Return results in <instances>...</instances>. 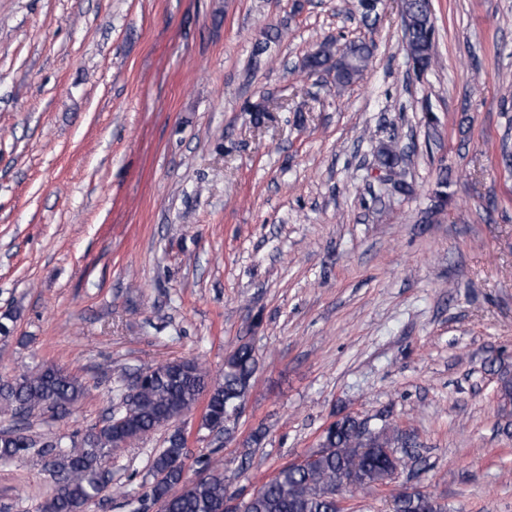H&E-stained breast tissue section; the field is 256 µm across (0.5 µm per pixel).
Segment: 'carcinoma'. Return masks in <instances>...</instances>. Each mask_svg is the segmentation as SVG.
<instances>
[{"mask_svg": "<svg viewBox=\"0 0 512 512\" xmlns=\"http://www.w3.org/2000/svg\"><path fill=\"white\" fill-rule=\"evenodd\" d=\"M408 22L404 23L406 50L414 68L422 73L431 68L434 56V23L428 0H403ZM372 46L352 43L339 55L323 45L306 60L312 73L328 72L338 87L354 82L368 67ZM257 366L255 350L243 344L225 360L218 379L196 360H181L148 368L150 376L132 397L122 398V410L105 423L85 433L63 449L57 444L38 442L29 434L27 421L36 412L63 414L85 393L73 375L45 366L35 372L9 379L0 378V404L12 415L23 417L0 429V463H21L34 453L42 469L54 483V490L38 506V512H89L91 506L107 500L108 483L103 476L112 452L166 427L170 432L166 447L153 458V482L137 499L134 512H146L148 504L159 512H224L229 490L224 468L207 461L195 478L186 477L187 447L179 422L206 404L202 427L224 409L243 404ZM350 416L338 419L322 435L321 447L305 468L290 469L280 478L265 482L258 495L241 503V512H338L336 485L351 479L360 488L384 481L392 464L391 454L400 448L415 447L411 435L385 424L367 437ZM393 512H444L430 495L413 497L404 491L393 499Z\"/></svg>", "mask_w": 512, "mask_h": 512, "instance_id": "obj_1", "label": "carcinoma"}]
</instances>
